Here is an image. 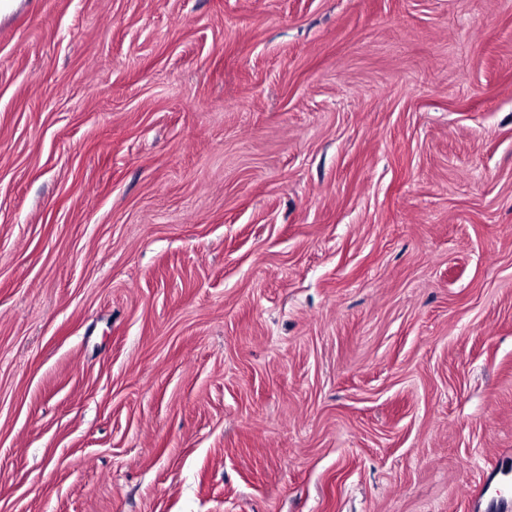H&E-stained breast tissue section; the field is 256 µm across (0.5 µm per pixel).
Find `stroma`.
<instances>
[{
    "label": "stroma",
    "mask_w": 512,
    "mask_h": 512,
    "mask_svg": "<svg viewBox=\"0 0 512 512\" xmlns=\"http://www.w3.org/2000/svg\"><path fill=\"white\" fill-rule=\"evenodd\" d=\"M512 0H6L0 512H506Z\"/></svg>",
    "instance_id": "1"
}]
</instances>
